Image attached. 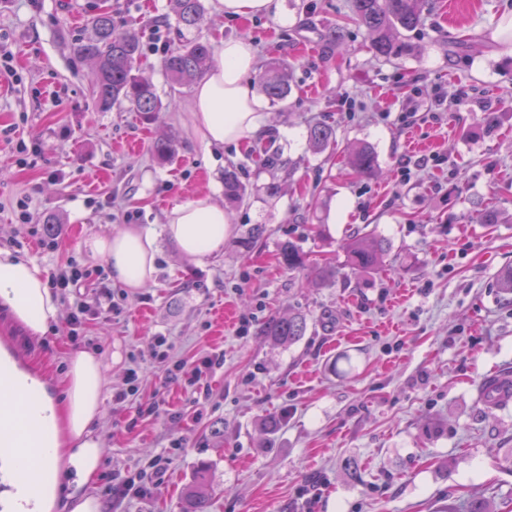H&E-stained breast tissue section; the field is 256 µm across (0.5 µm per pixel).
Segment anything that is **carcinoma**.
<instances>
[{"mask_svg":"<svg viewBox=\"0 0 512 512\" xmlns=\"http://www.w3.org/2000/svg\"><path fill=\"white\" fill-rule=\"evenodd\" d=\"M172 2L178 22L184 28H195L203 21L205 6L202 0ZM419 2L421 0H352V13L356 21L371 33L376 56L399 58L406 52L403 32L421 24ZM76 53L94 63L92 96L99 110L126 103L146 123L155 120L163 103L154 85L139 73L141 42L134 31L118 28L112 12L104 9L92 18V34L78 44ZM213 59L214 48L210 44L190 40L169 52L162 66L174 83L183 85L202 74ZM257 83L273 105L285 101L290 93L289 75L279 58L270 60L266 70L258 74ZM308 139L313 150L324 152L335 146L336 129L322 124L311 125L308 127ZM153 152L158 159L169 160L176 154V142L171 137H161L154 141ZM350 166L357 177L373 174L378 163L372 146L367 143L356 146L350 155ZM248 194L250 190L241 183L236 170L232 167L224 169V198L238 202ZM345 249V267L363 274L379 267L387 244L376 234L367 232L354 236ZM279 255L288 269H307V278L317 287L335 281L339 274V268L330 263L307 266L306 256L291 241L280 244ZM307 328V317L294 312L269 320L263 333L274 343L289 346L304 336ZM212 492L208 469L203 467L185 493L184 512H207Z\"/></svg>","mask_w":512,"mask_h":512,"instance_id":"cac0c4a2","label":"carcinoma"}]
</instances>
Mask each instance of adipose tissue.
<instances>
[{"instance_id": "obj_1", "label": "adipose tissue", "mask_w": 512, "mask_h": 512, "mask_svg": "<svg viewBox=\"0 0 512 512\" xmlns=\"http://www.w3.org/2000/svg\"><path fill=\"white\" fill-rule=\"evenodd\" d=\"M257 48L246 38L224 39L189 102L192 129L206 147L241 144L261 136L267 119L248 82ZM232 216L205 194L174 207L164 233L179 252L196 260L219 253L232 232ZM80 251L102 259L112 281L144 288L156 270L155 241L130 226L81 239ZM0 311L33 336L56 323L60 296L33 259L0 248ZM106 373L100 356L71 354L57 388L0 351V476L31 471L36 487L12 482L5 512H102L90 493L103 449L95 426L102 416Z\"/></svg>"}]
</instances>
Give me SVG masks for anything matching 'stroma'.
Returning <instances> with one entry per match:
<instances>
[{
  "label": "stroma",
  "mask_w": 512,
  "mask_h": 512,
  "mask_svg": "<svg viewBox=\"0 0 512 512\" xmlns=\"http://www.w3.org/2000/svg\"><path fill=\"white\" fill-rule=\"evenodd\" d=\"M109 2L145 45L140 72L164 106L154 124L125 105L94 106V65L73 47L90 35L97 0H0V43L23 77L0 76V130L14 128L31 149L23 159L0 141V247L48 274L88 272L80 291L92 305L78 341L66 332L68 298L43 336L0 317V347L50 384L73 352L97 349L107 391L93 493L105 512H181V492L203 466L209 512H465L474 496L512 512V406L480 400L485 378L512 374V298L497 282L512 265V0H426L421 26L404 34L408 52L391 61L375 56L351 0H276L253 22L210 10L192 31L178 26L170 0ZM156 36L169 48L244 37L258 63L290 64L291 94L264 107L275 168L250 146L197 140L192 90H172L161 52L147 48ZM316 122L335 127V150L313 151ZM167 134L177 155L162 164L151 143ZM358 142L374 147L377 175L349 171L345 154ZM230 165L245 184L277 183L278 194L230 205L219 254L183 256L164 234L167 213L195 193L223 201ZM24 196L30 221L21 224ZM488 205L506 222L479 224ZM130 223L157 248L152 281L133 294L77 249L84 236ZM257 225L263 241L247 249L244 233ZM366 228L389 244L383 271L309 288L278 263L290 240L311 262L343 264L345 239ZM104 287L125 294L121 313L95 309ZM292 311L307 315L305 336L290 346L262 336ZM155 336L189 365L223 356L203 378L206 398L164 384L148 348ZM131 367L138 391L116 399ZM156 455L169 464L148 496L113 493V473Z\"/></svg>",
  "instance_id": "stroma-1"
}]
</instances>
